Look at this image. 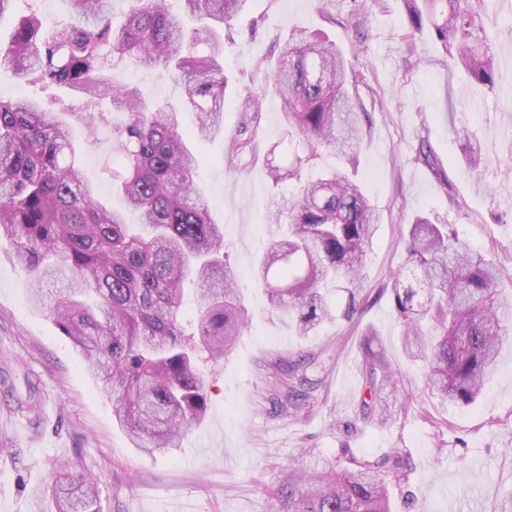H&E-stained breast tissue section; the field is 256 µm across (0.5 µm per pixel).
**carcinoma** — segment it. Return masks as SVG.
<instances>
[{"label":"carcinoma","mask_w":512,"mask_h":512,"mask_svg":"<svg viewBox=\"0 0 512 512\" xmlns=\"http://www.w3.org/2000/svg\"><path fill=\"white\" fill-rule=\"evenodd\" d=\"M74 20L46 30L34 14L0 40V70L44 89L66 88L94 107L104 99L125 112L112 126L118 169L112 184L139 223L97 197L82 175L72 125L87 133L109 125L103 112L69 121L23 97H0V238L15 244L29 273V302L49 316L101 383L112 418L133 447L151 453L174 448L207 411V383L198 361L219 358L241 335L247 315L238 274L224 261V231L214 223L197 186V160L181 127L180 106L146 101L134 87L112 81L104 54L162 68L178 83L196 116L191 135H224V27L250 0H129L114 26L110 0H70ZM413 32L427 30L453 64L493 91L499 82L494 18L499 0H404ZM203 26L186 30L183 16ZM354 58L317 34L291 38L269 77L282 103L287 147L268 152L275 183L295 189L276 205V230L254 277L272 308L308 334L333 316L321 285L343 282L345 314L359 307L360 270L372 247L378 216L366 190L337 166L305 174L321 151L351 161L362 139L361 115L347 90ZM464 161L481 163L467 127L455 129ZM407 265L413 281L395 280L406 352L425 362L426 385L442 404L470 406L480 397L512 324V304L496 288L499 267L446 224L417 217L409 225ZM57 273L65 290L50 295L44 280ZM429 294L425 304L419 291ZM441 335L423 341V322ZM314 357L279 369L272 400L290 416L302 414L321 379ZM367 396L360 419L388 422L380 391L397 372L371 351L362 364ZM406 452L381 460L340 456L288 477L274 499L287 512H392L389 484L406 480ZM56 512H100L97 479L71 466L51 476Z\"/></svg>","instance_id":"1"}]
</instances>
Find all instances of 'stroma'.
Listing matches in <instances>:
<instances>
[{"label":"stroma","instance_id":"obj_1","mask_svg":"<svg viewBox=\"0 0 512 512\" xmlns=\"http://www.w3.org/2000/svg\"><path fill=\"white\" fill-rule=\"evenodd\" d=\"M37 13L54 29L71 19L68 0H17L0 19V38ZM501 75L496 92L454 68L441 45L410 30L403 0H251L224 31L231 77L223 137L192 139L199 186L213 219L224 227V252L239 274L247 323L231 352L205 360L208 409L177 447L151 455L133 448L112 421V405L80 354L55 323L28 303L29 279L0 240V512H56L47 479L63 464L99 480L103 512H275L271 498L289 473L346 454L379 459L408 453L407 486L392 490L393 512H505L512 503V335L499 347L498 368L472 407L440 405L425 386L422 362L404 351L403 324L392 293L406 272L404 232L419 215L449 224L472 246L493 253L512 297V14L495 19ZM320 34L354 52L349 91L365 114L363 140L351 168L366 183L379 214L362 271L367 297L353 318L346 294L329 287L336 315L303 336L271 310L252 272L270 235L267 208L294 184L267 175L269 149L282 139L281 101L268 88L289 38ZM114 81L138 87L156 102L179 103L180 87L164 72L130 62ZM259 109L245 114L247 98ZM473 130L485 158L478 172L462 162L455 128ZM252 148L228 152L235 135ZM85 178L114 208L112 131L75 134ZM437 162L419 161L420 149ZM399 373L382 403L393 419L358 420L365 350ZM306 353L323 378L308 409L281 412L270 398L277 364Z\"/></svg>","mask_w":512,"mask_h":512}]
</instances>
